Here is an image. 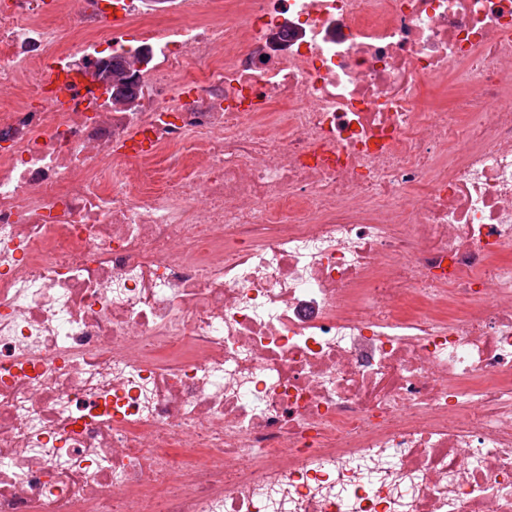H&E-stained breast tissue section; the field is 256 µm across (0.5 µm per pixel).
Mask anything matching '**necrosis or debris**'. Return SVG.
I'll return each mask as SVG.
<instances>
[{
	"mask_svg": "<svg viewBox=\"0 0 512 512\" xmlns=\"http://www.w3.org/2000/svg\"><path fill=\"white\" fill-rule=\"evenodd\" d=\"M101 2L0 0V512H512V0ZM109 63L111 66H107L109 77V82L107 84L112 87L113 100H131L133 95L130 91V85L132 84L134 78L128 76L130 71L129 66H127L125 63L115 62L113 60L112 63Z\"/></svg>",
	"mask_w": 512,
	"mask_h": 512,
	"instance_id": "obj_1",
	"label": "necrosis or debris"
}]
</instances>
